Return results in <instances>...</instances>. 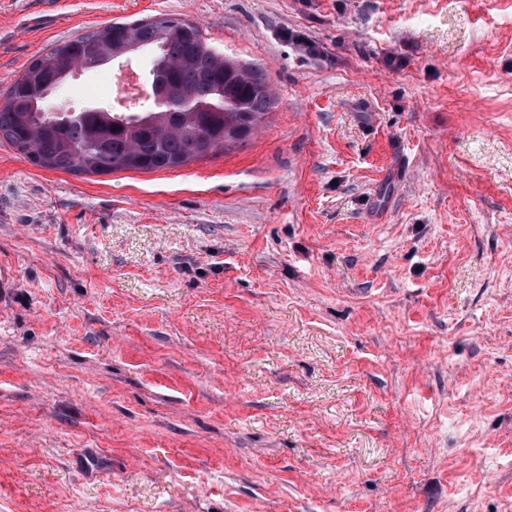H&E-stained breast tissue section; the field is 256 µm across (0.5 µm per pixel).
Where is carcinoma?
Returning <instances> with one entry per match:
<instances>
[{"label":"carcinoma","instance_id":"1","mask_svg":"<svg viewBox=\"0 0 512 512\" xmlns=\"http://www.w3.org/2000/svg\"><path fill=\"white\" fill-rule=\"evenodd\" d=\"M153 54L151 103L77 118L48 112L46 95L76 70ZM273 102L259 68L214 51L199 26L162 16L113 23L36 56L0 101V138L34 165L73 173L156 171L247 141Z\"/></svg>","mask_w":512,"mask_h":512}]
</instances>
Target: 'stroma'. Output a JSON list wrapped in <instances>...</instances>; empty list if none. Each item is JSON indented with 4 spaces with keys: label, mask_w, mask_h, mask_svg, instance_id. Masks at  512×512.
<instances>
[{
    "label": "stroma",
    "mask_w": 512,
    "mask_h": 512,
    "mask_svg": "<svg viewBox=\"0 0 512 512\" xmlns=\"http://www.w3.org/2000/svg\"><path fill=\"white\" fill-rule=\"evenodd\" d=\"M156 15L274 104L162 171L0 141V512H512V0H0V91Z\"/></svg>",
    "instance_id": "obj_1"
}]
</instances>
